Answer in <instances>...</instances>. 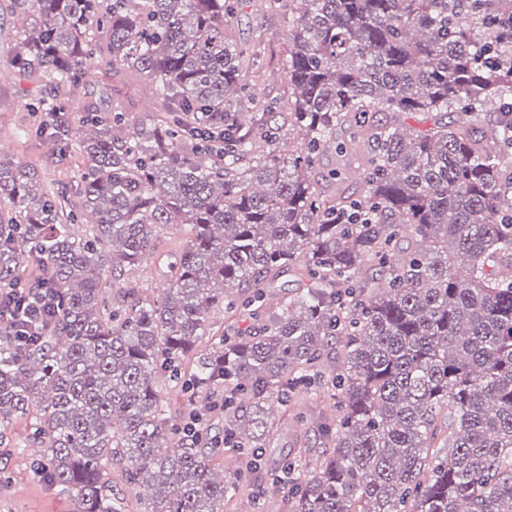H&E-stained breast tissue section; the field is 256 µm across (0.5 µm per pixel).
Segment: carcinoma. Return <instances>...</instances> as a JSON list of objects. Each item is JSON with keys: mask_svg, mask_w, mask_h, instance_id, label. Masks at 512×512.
Masks as SVG:
<instances>
[{"mask_svg": "<svg viewBox=\"0 0 512 512\" xmlns=\"http://www.w3.org/2000/svg\"><path fill=\"white\" fill-rule=\"evenodd\" d=\"M285 1L288 95L274 107L254 93L250 48L226 35L251 0H7L23 19L14 65L46 86L19 134L86 165L55 190L0 156V289H14L0 307L53 297L34 339L0 319V445L32 417L36 475L73 512H120L101 479L114 460L146 492L141 512H224L236 483L214 475L211 429L196 424V442L169 425L156 380L191 400L224 388V433L251 453L273 425L267 402H289L339 343L332 452L264 477L289 512H512V0H257ZM490 49L496 67L480 61ZM96 55L149 80L167 116L144 126L86 103ZM451 110L464 119L400 121ZM159 224L190 227L161 297L109 306ZM293 263L312 286L254 333L214 341L182 380L211 310L259 318L264 281Z\"/></svg>", "mask_w": 512, "mask_h": 512, "instance_id": "1", "label": "carcinoma"}]
</instances>
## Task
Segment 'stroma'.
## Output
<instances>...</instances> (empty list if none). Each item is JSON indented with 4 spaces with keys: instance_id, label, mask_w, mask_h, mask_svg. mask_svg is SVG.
<instances>
[{
    "instance_id": "stroma-1",
    "label": "stroma",
    "mask_w": 512,
    "mask_h": 512,
    "mask_svg": "<svg viewBox=\"0 0 512 512\" xmlns=\"http://www.w3.org/2000/svg\"><path fill=\"white\" fill-rule=\"evenodd\" d=\"M20 19L7 9H0V143L6 144L7 156L34 165L45 184L72 181L83 167L76 150L63 151L44 140H23L18 135L22 125L31 121V103L43 96L38 79L19 72L12 61L13 36ZM288 21L282 13L258 11L245 6L230 27L233 41L260 45V72L255 92L264 101L275 103L288 91L280 56L284 48ZM96 76L89 87V101L101 111L120 105L133 114L137 122L153 124L160 119L156 103L146 80L111 79L105 60L94 59ZM190 229L185 224H162L156 227L153 248L147 259L125 279L138 288L142 297L160 296L170 277V263L183 250ZM157 394L169 423L183 425L191 413L204 416L207 423L223 421V408H209L206 397L188 400L184 391L165 379L158 380ZM275 423L260 460L268 468L277 467L284 457H298L313 464L323 452L332 450L322 426L333 410L322 388L311 385L297 391L287 409L273 408ZM30 418L15 419L8 426V442L0 446V512H70V500L59 495L48 483L35 475L36 458L30 451ZM251 455L235 448H225L214 461L216 472L238 481V489L224 503V512H288V499L282 491H264L242 478L250 467Z\"/></svg>"
}]
</instances>
